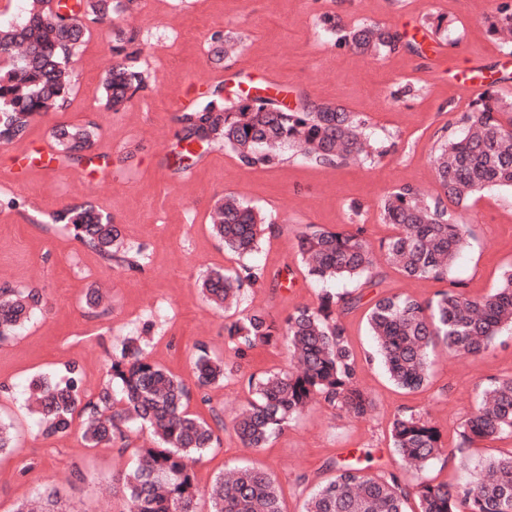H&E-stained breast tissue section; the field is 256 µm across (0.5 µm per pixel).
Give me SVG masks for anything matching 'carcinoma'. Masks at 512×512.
<instances>
[{
	"mask_svg": "<svg viewBox=\"0 0 512 512\" xmlns=\"http://www.w3.org/2000/svg\"><path fill=\"white\" fill-rule=\"evenodd\" d=\"M14 25L0 34V144L24 139L40 115L67 102L71 62L89 30L74 22L66 5L50 7L36 0ZM134 0H98L96 22L128 10ZM320 25L339 42L361 51L384 53L399 47L401 36L380 26L343 28L324 14ZM488 32L509 44L512 6L503 4L487 19ZM29 43L30 53L17 56L10 43ZM133 34L117 35L106 82L107 108L118 112L146 88L138 65L140 49ZM181 156L174 172L187 170L190 146L202 142L224 146L248 167L280 163V150L294 148L310 162L340 165L363 154L365 120L337 107L304 101L284 109L267 97L247 95L225 105L223 84L211 85L209 100L177 117ZM465 130L450 134L435 148L432 164L439 192L428 196L410 186L389 193L383 202L385 223L398 233L383 244L386 262L407 279L443 281L469 244L468 225L457 208L489 188L512 189V107L492 93L463 114ZM94 124L63 125L53 131L68 159L80 163L94 144ZM456 209L450 210L446 202ZM53 224H70L75 236L107 263L135 269L139 253L119 242L112 216L88 203L67 205L51 216ZM274 228L255 207L232 197L218 206L212 229L224 249L239 256L260 252L265 231ZM297 248L311 282L321 286L315 306L301 305L279 323L268 314L248 311L224 325L236 361L228 363L196 346L192 382L151 361L127 339L112 356L111 385L94 399H84L82 373L69 363L60 374L38 376L29 383V398L46 438L63 436L75 414L84 418L83 438L90 448L110 447L128 438L126 431L146 427L155 444L137 449L136 465L113 476L126 498L125 512H197L199 489L193 464L221 445L224 417L213 410L206 420L188 411L192 388L204 390L238 374L249 351L286 346L300 365L297 371H269L247 377L252 398L233 418L231 429L244 448H264L312 404L341 410L355 418L369 414L374 400L357 383L359 360L339 315L354 307V291L333 283L369 282L378 256L362 229L332 230L308 225L297 234ZM281 273L259 264L216 269L202 283L205 301L217 308L238 307L247 288L279 283ZM42 304L36 289L0 288V342L12 339ZM512 331V268L479 298L440 290L419 300L411 295L379 297L369 310L368 331L374 351L390 381L414 392L430 379V353L442 345L458 356L487 352L504 331ZM512 434V376L495 378L482 390L476 409L464 420L456 448H447L439 427L423 412L406 411L390 422L392 445L407 472H422L431 462ZM464 477L454 483L424 480L409 486L394 473L375 474L368 465L337 460L327 463L336 475L312 488L302 512H406L410 498L419 512H512V449L471 465L459 461ZM210 512H283L274 476L241 466L227 478L218 476L210 489Z\"/></svg>",
	"mask_w": 512,
	"mask_h": 512,
	"instance_id": "carcinoma-1",
	"label": "carcinoma"
}]
</instances>
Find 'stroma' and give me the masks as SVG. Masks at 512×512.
<instances>
[{"mask_svg":"<svg viewBox=\"0 0 512 512\" xmlns=\"http://www.w3.org/2000/svg\"><path fill=\"white\" fill-rule=\"evenodd\" d=\"M502 0H135L133 12L144 44L140 64L147 88L124 110L106 108L105 71L112 41L127 31L125 15L94 23L72 61V89L65 109L46 113L28 137L0 144V287L37 288L41 312L11 340L0 343V421L10 424L16 449L0 455V512L47 489L57 490L65 512H123L122 492L112 476L129 469L136 450L151 442L149 430L132 433L128 447L91 448L72 427L62 438H42L25 388L37 375L69 362L83 372L87 396L108 380L112 355L125 338L137 336L150 359L189 377L198 343L226 360L233 351L224 336L231 313L209 307L198 288L207 272L239 265L210 231L216 203L232 195L275 222L256 260L282 272L277 287L248 289L245 310L281 319L299 305H315L318 289L305 277L297 253V231L309 224L352 229L360 224L372 246L395 229L383 223L380 204L394 189L437 190L430 157L443 131L460 132L470 103L449 79L450 67L476 63L493 69L512 52L484 26ZM331 13L346 27L375 24L405 33L407 42L381 57L338 44L319 25ZM443 16L441 29L431 26ZM234 36L235 56L215 64L209 37ZM223 82L225 102L261 90L289 105L307 100L362 115L372 156L338 166L316 165L292 150L272 168L248 167L218 146L201 145L189 174L174 172L182 150L176 117L204 99L207 84ZM94 122L92 159L71 164L58 156L54 170L39 157L52 144L55 125ZM92 203L110 213L125 247L142 248L141 269L109 267L75 238L69 227L43 223L44 215L70 203ZM469 246L446 280H408L378 262L361 300L340 319L360 355L373 349L366 327L376 299L405 293L418 299L453 289L475 298L493 288L512 267V192L478 193L463 213ZM102 303L86 304L90 292ZM432 377L421 392L394 387L378 364H362L358 384L374 400L355 419L314 405L268 447H241L231 431L195 467L201 489L198 512H210L206 494L227 469L248 464L269 470L281 491L284 512H301L306 493L295 478L314 482L333 475L340 459L396 473L407 484L460 479L458 459L443 457L416 476L404 472L389 434L398 411L428 412L447 445L491 379L512 376V335L499 336L485 355L460 357L436 349ZM285 347H259L241 371L223 384L194 392L189 411L209 418L220 409L232 421L246 403V376L289 368Z\"/></svg>","mask_w":512,"mask_h":512,"instance_id":"stroma-1","label":"stroma"}]
</instances>
